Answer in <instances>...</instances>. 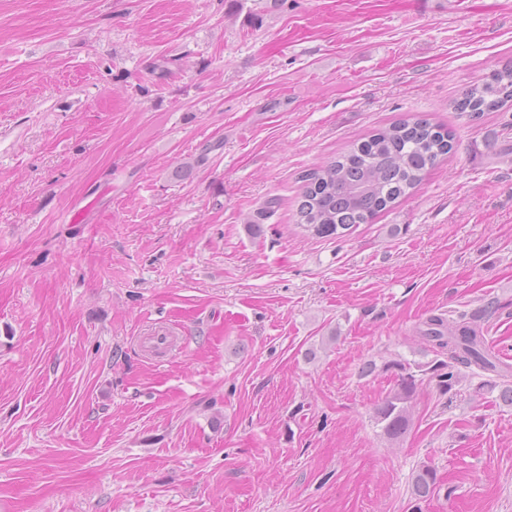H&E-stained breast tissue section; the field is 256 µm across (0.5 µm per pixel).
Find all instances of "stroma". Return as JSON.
Wrapping results in <instances>:
<instances>
[{
	"label": "stroma",
	"mask_w": 512,
	"mask_h": 512,
	"mask_svg": "<svg viewBox=\"0 0 512 512\" xmlns=\"http://www.w3.org/2000/svg\"><path fill=\"white\" fill-rule=\"evenodd\" d=\"M511 62L512 0H0V512H512V373L396 441L361 373L440 313L512 369V106L454 109ZM413 116L455 136L414 194L297 225ZM439 487L437 471L434 467L423 466L412 480L411 495L415 500L429 497Z\"/></svg>",
	"instance_id": "obj_1"
}]
</instances>
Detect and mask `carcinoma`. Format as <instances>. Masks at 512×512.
<instances>
[{
  "instance_id": "obj_1",
  "label": "carcinoma",
  "mask_w": 512,
  "mask_h": 512,
  "mask_svg": "<svg viewBox=\"0 0 512 512\" xmlns=\"http://www.w3.org/2000/svg\"><path fill=\"white\" fill-rule=\"evenodd\" d=\"M512 104V65L491 72L467 89L454 108L479 115ZM453 135L442 124L426 118L402 119L352 144L350 149L303 177L297 224L320 238L340 237L358 224L369 223L399 198L413 192L428 169L453 150ZM421 337L446 356L433 364L370 362L363 372H394L396 385L375 407L374 419L390 440L401 438L411 423V401L427 373L438 378L448 393L463 381L466 370L500 373L502 363L486 346L482 331L472 321H452L432 315L422 322ZM439 487L437 471L420 468L412 480V498L430 496Z\"/></svg>"
}]
</instances>
